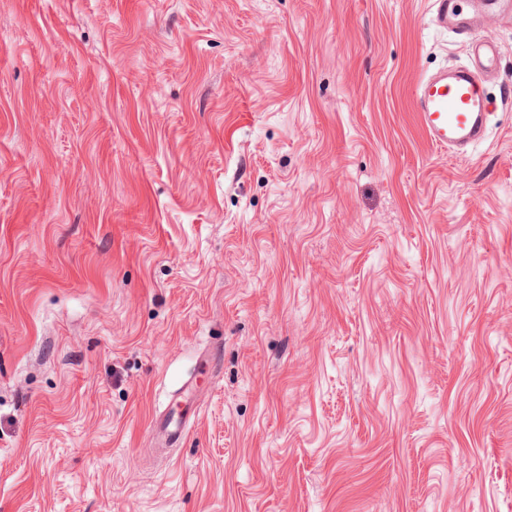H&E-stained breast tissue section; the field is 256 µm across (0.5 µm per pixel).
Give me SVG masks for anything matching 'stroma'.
<instances>
[{
	"label": "stroma",
	"mask_w": 512,
	"mask_h": 512,
	"mask_svg": "<svg viewBox=\"0 0 512 512\" xmlns=\"http://www.w3.org/2000/svg\"><path fill=\"white\" fill-rule=\"evenodd\" d=\"M477 26L457 157L428 0H0V512H512V12ZM458 1L429 0L441 28L469 39L473 69L463 66L422 77L411 97L428 141L462 153L484 140L489 116L484 76L494 70L497 51L492 42L475 35L476 24L465 17ZM197 388V379L189 380L178 394L182 397L184 393L182 398L185 400V403L181 401V404H177L179 411L162 414L156 419L154 427L168 446L183 439L185 421L191 411L192 390H197Z\"/></svg>",
	"instance_id": "1"
}]
</instances>
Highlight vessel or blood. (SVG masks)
Here are the masks:
<instances>
[{"label":"vessel or blood","mask_w":512,"mask_h":512,"mask_svg":"<svg viewBox=\"0 0 512 512\" xmlns=\"http://www.w3.org/2000/svg\"><path fill=\"white\" fill-rule=\"evenodd\" d=\"M429 2L441 28L468 38L473 64L420 78L411 97L428 141L436 147L462 153L485 137L489 116L485 77L495 68L497 51L492 42L476 36V25L465 17L458 0ZM196 387V380H189L182 388L184 401L178 411L156 419L155 428L166 444L182 440Z\"/></svg>","instance_id":"vessel-or-blood-1"}]
</instances>
